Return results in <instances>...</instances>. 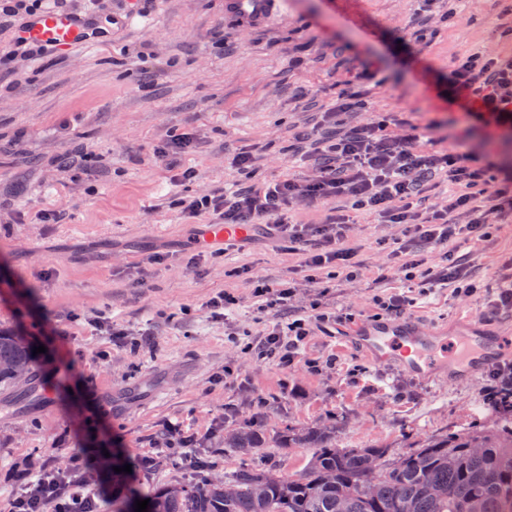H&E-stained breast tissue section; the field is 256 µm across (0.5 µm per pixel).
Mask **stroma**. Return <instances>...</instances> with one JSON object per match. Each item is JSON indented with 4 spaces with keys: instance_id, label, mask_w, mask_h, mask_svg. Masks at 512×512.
<instances>
[{
    "instance_id": "stroma-1",
    "label": "stroma",
    "mask_w": 512,
    "mask_h": 512,
    "mask_svg": "<svg viewBox=\"0 0 512 512\" xmlns=\"http://www.w3.org/2000/svg\"><path fill=\"white\" fill-rule=\"evenodd\" d=\"M451 6L275 0L269 20L250 26L227 14L224 0H68L67 10L105 24L107 37L30 56L18 45L28 13L0 22V326L45 348L35 401L0 389V512H10L28 474L69 471L77 459L92 466L101 512L181 479L189 453L214 462L195 476L198 485L271 458L281 475L296 476L310 461L305 448L274 458L266 448L225 447L224 432L233 428L325 425L335 428L338 447L394 456L492 418L489 372L425 380L376 362L355 342L357 327L374 320V295L407 288L397 276L378 278L385 245L403 236V225L378 223L343 197L293 203L295 224L349 215L346 244L363 268L325 299L329 311L352 309L355 320L311 324L299 357L286 365L245 350L280 320L260 310L248 275L275 286L294 280L297 300L307 302L314 290L302 255L260 229L223 248L206 237L216 216L190 220L171 204L232 185L312 179L319 160L311 135L340 134L365 118L329 109L366 68L372 76L357 88L391 134L427 127L421 149L444 137L512 165V133L477 124L459 136L437 87L456 57H512V40L501 36L512 29V0H470L453 20ZM400 36L408 50H399ZM177 129L200 139L183 160L194 170L186 182L154 156ZM80 148L92 150L91 166L65 167L62 156ZM241 151L253 157L251 176L230 165ZM42 210L61 212L60 223H38ZM488 221L491 238L454 251L481 288L462 298L449 285L433 290L406 316L423 332L452 339L474 324L506 337L497 362L508 365L512 309L491 311L488 297L512 281V211ZM201 250L208 258L189 267ZM224 293L241 302L227 318L211 307ZM48 319L58 334L45 329ZM144 333L151 348L133 350ZM174 426L193 436L190 448L168 447ZM131 461L137 469L128 485L111 493L107 475Z\"/></svg>"
}]
</instances>
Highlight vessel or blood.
<instances>
[{
	"label": "vessel or blood",
	"mask_w": 512,
	"mask_h": 512,
	"mask_svg": "<svg viewBox=\"0 0 512 512\" xmlns=\"http://www.w3.org/2000/svg\"><path fill=\"white\" fill-rule=\"evenodd\" d=\"M272 0H224V9L250 25L267 21ZM26 37L32 43L61 52L80 44L94 42L95 34L88 16L62 13L54 9L32 16L24 23ZM358 343L376 360L393 362L402 370L420 377L436 374L448 360L445 341L419 334L411 322L380 321L358 329ZM461 343V378L477 375L498 355V341L481 331L465 334Z\"/></svg>",
	"instance_id": "obj_1"
}]
</instances>
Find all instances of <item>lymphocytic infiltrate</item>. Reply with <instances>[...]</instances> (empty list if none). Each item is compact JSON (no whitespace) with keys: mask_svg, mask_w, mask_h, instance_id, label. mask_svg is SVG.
<instances>
[{"mask_svg":"<svg viewBox=\"0 0 512 512\" xmlns=\"http://www.w3.org/2000/svg\"><path fill=\"white\" fill-rule=\"evenodd\" d=\"M451 96H466L474 109H462L454 125L469 130L472 122L512 132V61L499 56L472 53L453 62L447 77L439 82ZM415 136L388 134L385 120L370 119L342 136L325 141L320 153V174L298 184L285 178L275 183L250 185L205 195L192 200L173 199L188 218L213 214L225 224L250 226L269 224L280 233L290 250L304 257L306 279L317 288L331 281L357 278L361 262L355 249L345 247L349 224L344 216H328L322 224L296 226L288 221V207L294 200H328L346 196L351 208L373 214L382 224H403L405 239L394 242L387 268L413 285L405 293L375 296L382 314L401 315L418 297L455 280L456 295L467 296L475 286L458 266H429L424 253L447 248L454 240L488 237L484 211L512 207V178L496 180L479 155L473 153L420 152ZM445 170L448 187L454 192L446 210L421 211L420 194L438 170ZM462 210L468 222H451L449 211ZM415 253V260L402 256ZM255 296L264 298L265 309L286 314L287 323L276 325L254 346L258 359L278 358L294 363L309 333L311 322L352 320V313L330 315L318 299L298 304L293 287H273L258 274L252 275ZM13 512H97L96 503L70 497V482L63 475L38 476L13 501Z\"/></svg>","mask_w":512,"mask_h":512,"instance_id":"lymphocytic-infiltrate-1","label":"lymphocytic infiltrate"}]
</instances>
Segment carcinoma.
I'll return each instance as SVG.
<instances>
[{"label":"carcinoma","instance_id":"obj_1","mask_svg":"<svg viewBox=\"0 0 512 512\" xmlns=\"http://www.w3.org/2000/svg\"><path fill=\"white\" fill-rule=\"evenodd\" d=\"M33 352L12 330L0 329V385L37 396ZM488 429L431 436L389 458L384 448H339L326 429L275 434L281 450L309 448L298 477L276 463L239 470L203 487L170 481L149 499L147 512H512V396L493 402ZM266 432L239 427L224 433V447L264 448Z\"/></svg>","mask_w":512,"mask_h":512}]
</instances>
